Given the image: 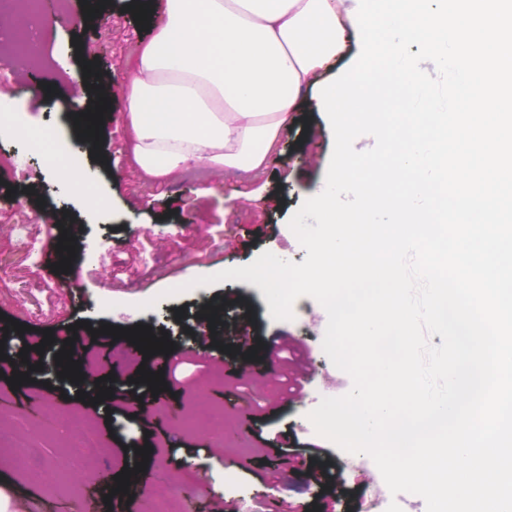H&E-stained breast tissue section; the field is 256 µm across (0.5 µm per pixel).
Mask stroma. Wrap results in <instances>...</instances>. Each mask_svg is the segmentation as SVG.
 I'll return each mask as SVG.
<instances>
[{
    "label": "stroma",
    "instance_id": "stroma-1",
    "mask_svg": "<svg viewBox=\"0 0 512 512\" xmlns=\"http://www.w3.org/2000/svg\"><path fill=\"white\" fill-rule=\"evenodd\" d=\"M91 5L95 14L84 13ZM43 26L50 37L37 41V64L22 68L26 89L15 97L12 85L0 83V101H15L30 124L54 129L69 118L75 104H94L101 87H111L115 99L104 113L99 143L89 154L86 169L96 180L107 223L84 221L83 190L60 193L36 155L15 138L0 137V153L18 155L39 169L32 180L16 183L0 176V188L16 201L0 204V333L7 320L26 325L1 352L17 358L27 349L32 380L11 389L0 378V479L8 480L31 512H145L153 485L165 483L181 495V512H213L217 502L242 512H360L364 490L383 487L372 459H351L318 436L307 418L322 398L350 391L352 380L336 368L322 348L327 313L314 299L303 296L293 306L294 317L278 321L259 287L227 280L198 287L197 278L246 266L268 251L300 263L304 248L289 227L303 202L325 179L334 137L324 116L308 107L296 116L282 139V151L262 173L224 171L191 166L173 179L150 184L138 181L130 165L124 136L120 95L129 64L138 48L152 36L150 24L139 25L127 0H65L64 11L50 12ZM92 77H84V68ZM317 163H309V156ZM266 197L265 207L243 204L240 195ZM51 209L63 227H75L85 243L79 258L80 280L55 274L59 255L53 248L56 233L42 231L50 249L32 255L14 227L22 219ZM261 238H253L256 227ZM241 296L242 307L228 310L225 295ZM109 300L101 308V300ZM252 319L256 339L239 349L234 337L240 318ZM131 328L150 326L154 334L173 341L174 372L166 373L167 391L151 395L144 383H134V369L114 362L121 340L101 333L103 325ZM74 334H67V327ZM51 330L53 344L44 352L35 347ZM99 330L90 338V330ZM215 337L206 357L195 354L196 339ZM291 337L303 354L280 346ZM73 340L79 353L95 359L99 369H111L112 396L92 406L76 397L78 388L67 379L37 370L42 357ZM305 359L311 375L302 394L290 393L293 369ZM142 400L143 415L127 419L130 397ZM217 408L236 445L215 447L198 434L178 429L172 412L188 401ZM79 413L107 436L109 446L99 464L74 465L64 438H44V415L63 418ZM25 429L32 448L25 462L12 458L7 443L17 429ZM297 437V448L278 447L279 436ZM150 446L145 472L131 476L127 501L103 498L115 488L114 477L124 464H135V450ZM323 449L327 466L309 474V446ZM192 466L197 482H188L185 466ZM276 490H269V483Z\"/></svg>",
    "mask_w": 512,
    "mask_h": 512
}]
</instances>
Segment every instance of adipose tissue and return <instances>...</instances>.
Instances as JSON below:
<instances>
[{"label": "adipose tissue", "mask_w": 512, "mask_h": 512, "mask_svg": "<svg viewBox=\"0 0 512 512\" xmlns=\"http://www.w3.org/2000/svg\"><path fill=\"white\" fill-rule=\"evenodd\" d=\"M354 0H164L123 90L146 182L194 164L262 170L304 93L346 50Z\"/></svg>", "instance_id": "1"}]
</instances>
